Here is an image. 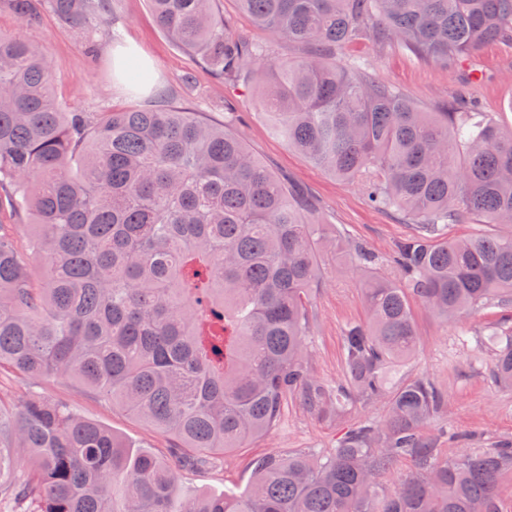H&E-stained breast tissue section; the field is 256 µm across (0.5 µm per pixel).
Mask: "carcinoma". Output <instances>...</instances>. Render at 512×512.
Masks as SVG:
<instances>
[{"instance_id": "obj_1", "label": "carcinoma", "mask_w": 512, "mask_h": 512, "mask_svg": "<svg viewBox=\"0 0 512 512\" xmlns=\"http://www.w3.org/2000/svg\"><path fill=\"white\" fill-rule=\"evenodd\" d=\"M65 25L101 22L110 0H47ZM212 0H149L161 29L218 79L265 87L272 130L369 201L414 224L395 244V277L369 276V317L346 326L347 384L305 365L321 244L341 229L303 216L306 199L242 138L167 105L67 112L47 57L0 34V187L26 224H0V368L76 382L167 434L184 461L242 448L298 396L341 416L357 396L387 398L388 420L352 427L329 455L256 462L242 494L183 496L167 459L136 448L61 401L0 399V500L14 512H502L512 440L454 460L421 433L445 398L427 377L394 384L416 352L409 298L457 324L512 306V126L491 112H420L357 66L331 63L360 39L399 41L454 67L512 42V0H239L272 38L311 53L281 61L235 37ZM24 24L35 0H0ZM132 88L151 72L129 59ZM508 232L462 239L450 224ZM359 269L377 258L361 241ZM493 376L512 387V316L484 327ZM25 448L30 470L9 449ZM401 458L415 471L385 489Z\"/></svg>"}]
</instances>
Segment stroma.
Returning a JSON list of instances; mask_svg holds the SVG:
<instances>
[{
  "instance_id": "1",
  "label": "stroma",
  "mask_w": 512,
  "mask_h": 512,
  "mask_svg": "<svg viewBox=\"0 0 512 512\" xmlns=\"http://www.w3.org/2000/svg\"><path fill=\"white\" fill-rule=\"evenodd\" d=\"M213 6L236 37L268 45L273 56L298 58L300 50L272 40L239 7L237 0H214ZM120 30L123 44H113L112 30ZM22 32L51 63L55 93L60 102L80 112H119L131 107L152 109L159 93L170 103L198 113L210 123L229 125L251 153L280 180L299 187L314 203V221L335 224L352 239L364 242L379 259L377 271L394 277L388 258L397 241L413 235L415 225L392 211L371 206L361 185L345 183L305 155L288 149L271 129L257 98L255 86L215 78L199 57L177 47L157 24L148 0H111L104 22L79 31L63 25L48 8H41L36 23L22 24L9 9L0 8V33ZM133 52L147 67L154 85L130 93L116 66L118 54ZM337 63L354 62L376 80L409 96L424 112L446 111L450 102L466 98L481 111L499 113L512 124V44L483 46L455 68L421 60L399 43L379 45L362 40L346 45ZM326 284L311 296V333L307 338L308 367L320 380L336 386L346 382L341 347L343 329L362 323L367 311L362 298V271L350 258L337 257L323 248ZM417 331V354L395 369L397 379L419 376L433 380L445 396V409L423 431L434 439L442 457L453 459L476 448H489L501 439H512V389L498 386L492 376L493 354L478 332L501 309L468 319L467 346H460L452 325L432 314L420 301H412ZM62 400L74 413L97 421L133 444L169 459L184 493L196 491L245 492L254 463L270 454L288 455L309 449L332 451L349 428L366 421L383 420L387 401L358 402L342 418L309 414L295 398H287L280 417L264 435L247 447L225 453L212 468L193 471L183 465L172 439L100 402L80 385L54 377L27 379L0 372V397L21 403L33 393ZM467 441H454V434Z\"/></svg>"
}]
</instances>
